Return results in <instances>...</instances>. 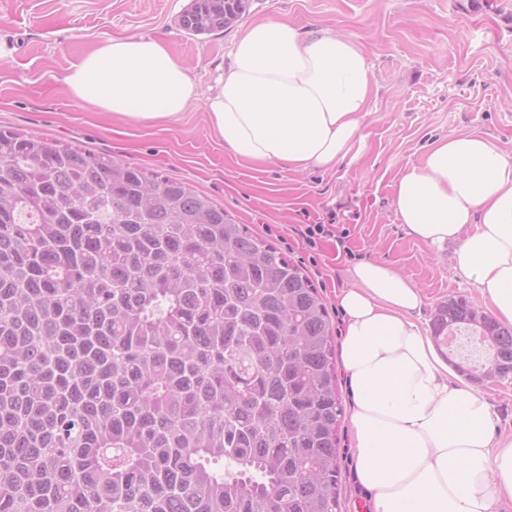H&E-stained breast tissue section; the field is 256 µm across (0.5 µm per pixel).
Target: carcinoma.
I'll return each instance as SVG.
<instances>
[{"mask_svg":"<svg viewBox=\"0 0 512 512\" xmlns=\"http://www.w3.org/2000/svg\"><path fill=\"white\" fill-rule=\"evenodd\" d=\"M251 0H190L191 36ZM434 336L512 327L462 298ZM333 331L282 250L189 184L0 129V512H338Z\"/></svg>","mask_w":512,"mask_h":512,"instance_id":"carcinoma-1","label":"carcinoma"}]
</instances>
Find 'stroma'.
Instances as JSON below:
<instances>
[{"mask_svg":"<svg viewBox=\"0 0 512 512\" xmlns=\"http://www.w3.org/2000/svg\"><path fill=\"white\" fill-rule=\"evenodd\" d=\"M188 0H0V127L37 134L190 184L224 206L312 279L334 329L335 292L361 260L391 263L421 288L416 320L430 326L451 297L478 304L476 284L454 269L453 244L430 247L399 223L392 193L401 171L448 135L476 133L512 153V0H252L239 26L200 38L177 19ZM285 18L311 31L358 36L371 69V115L354 157L332 171L282 172L232 157L211 133L207 96L229 61L240 26ZM167 41L198 87L179 120H122L74 101L66 70L108 38ZM333 223L309 245L306 224ZM341 512L362 501L349 420L340 428Z\"/></svg>","mask_w":512,"mask_h":512,"instance_id":"obj_1","label":"stroma"}]
</instances>
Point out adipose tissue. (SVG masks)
Segmentation results:
<instances>
[{"label": "adipose tissue", "mask_w": 512, "mask_h": 512, "mask_svg": "<svg viewBox=\"0 0 512 512\" xmlns=\"http://www.w3.org/2000/svg\"><path fill=\"white\" fill-rule=\"evenodd\" d=\"M62 82L77 101L121 118L178 119L197 86L165 41L110 38ZM373 81L356 39L302 33L285 19L237 36L206 100L212 131L242 160L285 172L327 170L350 156ZM392 207L408 236L454 244L494 319L512 326V154L475 133L436 142L404 168ZM336 294L357 478L368 512H498L512 502V438L497 434L485 393L448 376L415 315L424 296L389 263L359 261Z\"/></svg>", "instance_id": "ef3b65f1"}]
</instances>
